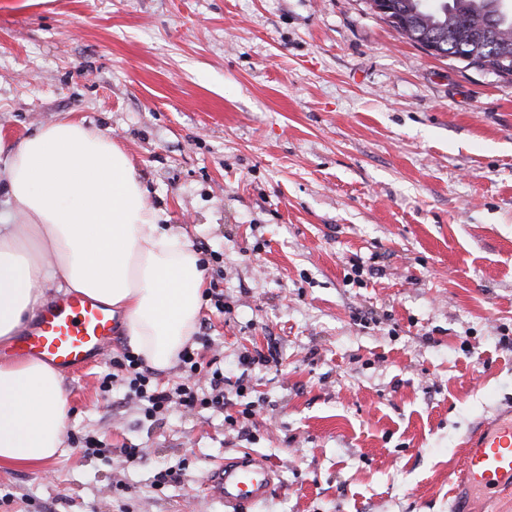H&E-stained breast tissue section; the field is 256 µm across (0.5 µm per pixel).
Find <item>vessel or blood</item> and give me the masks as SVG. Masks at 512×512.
Here are the masks:
<instances>
[{"instance_id": "obj_1", "label": "vessel or blood", "mask_w": 512, "mask_h": 512, "mask_svg": "<svg viewBox=\"0 0 512 512\" xmlns=\"http://www.w3.org/2000/svg\"><path fill=\"white\" fill-rule=\"evenodd\" d=\"M116 333L111 308L90 297L72 294L53 301L40 313L17 352L39 358L66 375L95 361ZM276 475L269 461L245 453L214 470L210 491L223 501L225 512H253L274 489ZM460 477L467 486L466 512H481L485 496L512 487V412L476 433Z\"/></svg>"}]
</instances>
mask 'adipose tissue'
<instances>
[{"instance_id": "1", "label": "adipose tissue", "mask_w": 512, "mask_h": 512, "mask_svg": "<svg viewBox=\"0 0 512 512\" xmlns=\"http://www.w3.org/2000/svg\"><path fill=\"white\" fill-rule=\"evenodd\" d=\"M0 182V345L19 336L49 290H64L118 314L145 364L171 366L197 330L205 270L186 232L163 224L111 135L73 118L50 122L0 159ZM69 410L52 365L0 360V466L53 461Z\"/></svg>"}]
</instances>
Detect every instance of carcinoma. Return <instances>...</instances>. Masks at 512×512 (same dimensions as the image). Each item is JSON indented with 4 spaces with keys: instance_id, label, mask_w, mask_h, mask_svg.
I'll return each instance as SVG.
<instances>
[{
    "instance_id": "carcinoma-1",
    "label": "carcinoma",
    "mask_w": 512,
    "mask_h": 512,
    "mask_svg": "<svg viewBox=\"0 0 512 512\" xmlns=\"http://www.w3.org/2000/svg\"><path fill=\"white\" fill-rule=\"evenodd\" d=\"M409 26L401 34L419 44L431 41L443 53L463 46L505 67L512 80V9L504 0H394Z\"/></svg>"
}]
</instances>
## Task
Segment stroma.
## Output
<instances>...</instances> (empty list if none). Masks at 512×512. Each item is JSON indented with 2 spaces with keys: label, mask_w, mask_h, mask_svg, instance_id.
I'll return each mask as SVG.
<instances>
[{
  "label": "stroma",
  "mask_w": 512,
  "mask_h": 512,
  "mask_svg": "<svg viewBox=\"0 0 512 512\" xmlns=\"http://www.w3.org/2000/svg\"><path fill=\"white\" fill-rule=\"evenodd\" d=\"M61 118L111 133L188 233L231 305L197 332L231 410L258 407L245 435L145 419L100 388L117 336L65 376L66 432L143 461L2 466L0 512H224L206 475L246 452L277 469L258 512H449L467 437L512 406V82L367 0H0V140Z\"/></svg>",
  "instance_id": "stroma-1"
}]
</instances>
